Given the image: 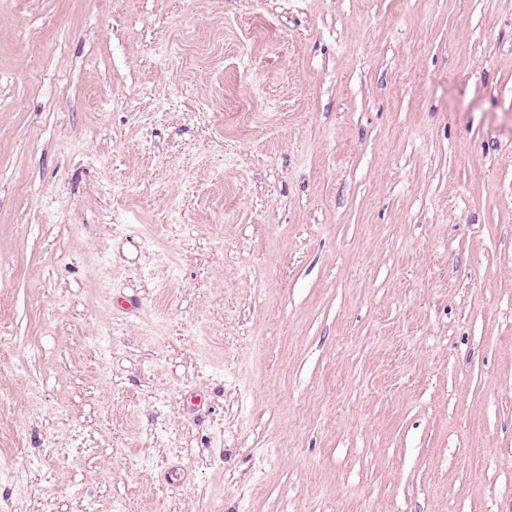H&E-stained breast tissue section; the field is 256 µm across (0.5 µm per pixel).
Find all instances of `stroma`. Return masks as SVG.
Listing matches in <instances>:
<instances>
[{
    "label": "stroma",
    "instance_id": "stroma-1",
    "mask_svg": "<svg viewBox=\"0 0 512 512\" xmlns=\"http://www.w3.org/2000/svg\"><path fill=\"white\" fill-rule=\"evenodd\" d=\"M0 512H512V0H0Z\"/></svg>",
    "mask_w": 512,
    "mask_h": 512
}]
</instances>
